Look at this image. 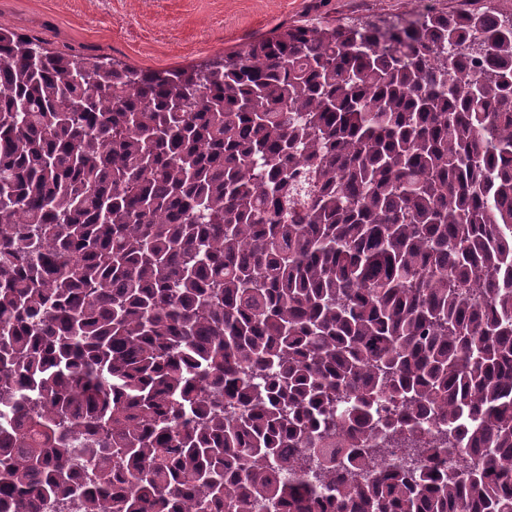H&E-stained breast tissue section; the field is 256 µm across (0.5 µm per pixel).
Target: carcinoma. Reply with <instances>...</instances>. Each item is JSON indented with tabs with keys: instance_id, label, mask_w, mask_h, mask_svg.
<instances>
[{
	"instance_id": "carcinoma-1",
	"label": "carcinoma",
	"mask_w": 512,
	"mask_h": 512,
	"mask_svg": "<svg viewBox=\"0 0 512 512\" xmlns=\"http://www.w3.org/2000/svg\"><path fill=\"white\" fill-rule=\"evenodd\" d=\"M68 495L512 512V16L175 70L0 26V512Z\"/></svg>"
}]
</instances>
